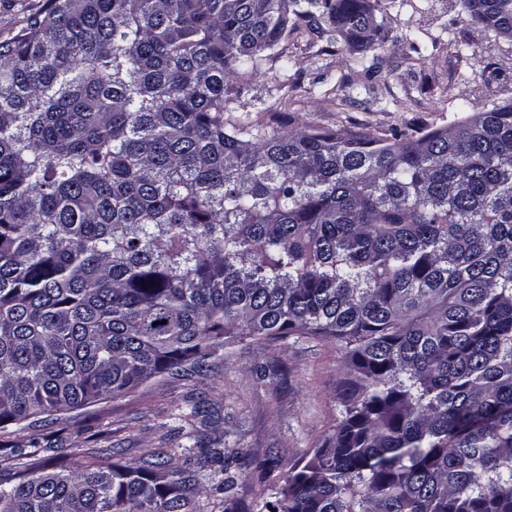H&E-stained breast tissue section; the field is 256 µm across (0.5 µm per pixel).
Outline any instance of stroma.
<instances>
[{"mask_svg": "<svg viewBox=\"0 0 512 512\" xmlns=\"http://www.w3.org/2000/svg\"><path fill=\"white\" fill-rule=\"evenodd\" d=\"M389 21L385 49L358 54L337 49L336 35L300 28L279 50L286 68L263 65L237 83L239 111L286 115L290 128H349L370 139L393 130L453 124L463 114L512 101V42L458 18L456 0H381ZM417 51H409L407 41ZM372 73H365V66ZM490 67L489 82L475 69ZM335 342L288 339L248 344L211 371L154 377L129 393L37 423L31 433L0 431V477L11 476V451L37 438L41 467L80 470L100 457L129 467L148 454L177 447L174 417L188 401H203L215 420L203 429L214 448L232 442L280 464L262 478L239 480L248 504L269 482H282L329 435L338 416L336 380L345 371Z\"/></svg>", "mask_w": 512, "mask_h": 512, "instance_id": "1", "label": "stroma"}]
</instances>
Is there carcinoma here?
<instances>
[{
    "mask_svg": "<svg viewBox=\"0 0 512 512\" xmlns=\"http://www.w3.org/2000/svg\"><path fill=\"white\" fill-rule=\"evenodd\" d=\"M512 39V0H458ZM379 0H48L0 40V429L207 370L338 345L333 432L243 510L202 407L187 466L35 471L0 512H512V102L368 139L230 106L301 21L382 49Z\"/></svg>",
    "mask_w": 512,
    "mask_h": 512,
    "instance_id": "1",
    "label": "carcinoma"
}]
</instances>
